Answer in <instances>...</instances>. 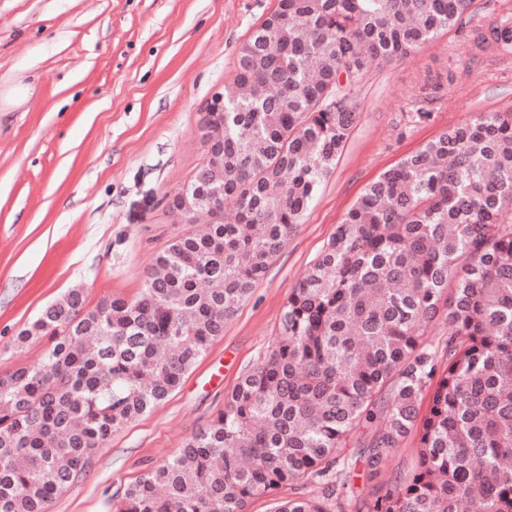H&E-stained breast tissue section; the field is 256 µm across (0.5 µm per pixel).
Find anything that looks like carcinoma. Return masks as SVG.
<instances>
[{
  "label": "carcinoma",
  "instance_id": "cac0c4a2",
  "mask_svg": "<svg viewBox=\"0 0 512 512\" xmlns=\"http://www.w3.org/2000/svg\"><path fill=\"white\" fill-rule=\"evenodd\" d=\"M473 6L278 0L224 85V156L181 188L204 190L191 218L208 231L168 241L135 298L90 307L66 293L14 337L46 347L0 374V512H49L113 433L179 386L334 172L370 66L430 46ZM467 42L473 59L511 56L512 18ZM454 82L447 69L425 88ZM440 321L438 350L428 333ZM412 435L411 470L357 512H512L511 111L443 130L365 187L288 289L270 349L207 426L112 497V512H247L308 481L318 497L275 512H345V450L375 474ZM318 490L317 486L313 483L304 485L297 483L284 484L273 492L272 497L253 499L248 504L247 512H273L274 501L270 500L271 498L288 500V498L295 496L317 497Z\"/></svg>",
  "mask_w": 512,
  "mask_h": 512
}]
</instances>
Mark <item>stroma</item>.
Here are the masks:
<instances>
[{
    "instance_id": "stroma-1",
    "label": "stroma",
    "mask_w": 512,
    "mask_h": 512,
    "mask_svg": "<svg viewBox=\"0 0 512 512\" xmlns=\"http://www.w3.org/2000/svg\"><path fill=\"white\" fill-rule=\"evenodd\" d=\"M277 0H0V84L31 81L24 107L0 112V374L43 346L16 333L63 293L88 304L134 298L160 248L197 224L166 202L202 161L201 118L235 75L238 46ZM512 16V0H476L468 27ZM384 68L357 89L356 126L304 222L166 400L112 435L92 469L50 512H111L113 495L171 457L224 406L270 349L301 280L364 187L449 126L512 111V57L469 65L467 29ZM453 69L428 94L426 72ZM416 437L385 472L353 465L355 498L382 495L415 461Z\"/></svg>"
}]
</instances>
